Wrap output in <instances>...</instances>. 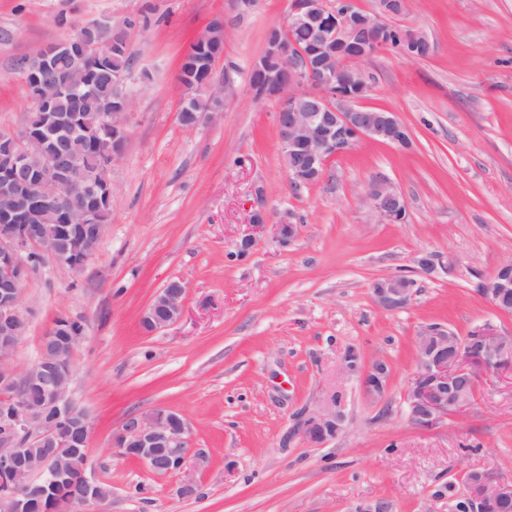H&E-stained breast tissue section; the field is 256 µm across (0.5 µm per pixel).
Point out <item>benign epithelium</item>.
I'll return each mask as SVG.
<instances>
[{"label": "benign epithelium", "instance_id": "obj_1", "mask_svg": "<svg viewBox=\"0 0 512 512\" xmlns=\"http://www.w3.org/2000/svg\"><path fill=\"white\" fill-rule=\"evenodd\" d=\"M380 8L366 11L354 0H344L337 8L329 0H289L288 26L310 30L312 40L304 51L286 40L280 28L267 33L265 46L252 64V74L264 95L278 104V137L293 184L303 186L323 177L327 162L351 152L362 139L405 146L407 127L394 112L380 111L363 104L368 88L364 65L383 48L391 46L387 17L402 11V0H381ZM216 21L199 33L184 60L194 57L199 48L209 46L217 29ZM95 37L87 40L69 37L40 52L36 70H26L24 88L36 109L51 107L60 96L80 99L94 94L89 72L118 49L130 50L125 30L110 21L89 25ZM75 57L81 67L53 81L40 77L56 57ZM224 55L217 49L208 61L204 78L211 96L221 98L223 89L214 81V63ZM277 57L282 67L272 70L266 58ZM114 86L113 101L104 105L98 121L81 125L71 117L42 121L30 116L19 129H3L0 141V388L13 393L7 410L0 412V476L15 483L9 494L0 498V512H30L34 502L56 482L60 472L74 477L81 485L82 497L89 503L103 502L99 482L87 475L89 437L80 448L59 437L52 421L39 407L26 399L25 390L34 379L45 389L46 401L66 418L78 417L86 432H91L89 415L74 405L70 397L74 373H56L58 359L49 350L59 324L45 337L38 361L23 372L12 365L13 353L25 333L27 316L22 311V285L28 266L49 261L70 270H81L94 258L104 236V216L111 213L112 181L109 167L124 153L128 139L126 116L129 97L125 74H109ZM82 134L95 142L99 155L96 166L87 170L83 182L86 203L71 210L62 200L65 179L79 166L78 157L69 148L70 137ZM31 208H48L52 224H30L19 200ZM367 203L379 221L399 223L406 214L401 192L389 179L379 177L368 187ZM90 231L85 244L69 250L64 240L73 233ZM416 272L433 278L439 270H451L452 261L437 253L424 252L415 260ZM417 281L400 274L384 275L373 284L376 306L385 312L409 306L416 295ZM478 292L503 313H512V274L507 265L481 282ZM185 284L171 280L143 312L140 324L147 334L156 333L177 322L183 314ZM475 342L460 341L438 326L424 328L416 341V369L405 393L406 415L419 429L435 428L448 421V415L471 405L467 390H477L490 377L512 379V336L492 324L476 327ZM357 374L365 394L373 401L383 398L390 369L382 360L360 361ZM343 407L335 394L327 395L320 406L301 417L293 435L309 445H321L335 437L344 426ZM42 444L52 441L54 448L38 462L25 455L20 442ZM189 424L178 413L155 408L129 418L112 435V447L118 456L132 460L151 473L183 475L179 494L192 498L197 493L195 475L208 464L202 451L191 452ZM466 512H505L512 507V481L483 471L465 476Z\"/></svg>", "mask_w": 512, "mask_h": 512}]
</instances>
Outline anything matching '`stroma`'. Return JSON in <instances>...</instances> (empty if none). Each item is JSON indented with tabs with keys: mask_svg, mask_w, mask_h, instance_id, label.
<instances>
[{
	"mask_svg": "<svg viewBox=\"0 0 512 512\" xmlns=\"http://www.w3.org/2000/svg\"><path fill=\"white\" fill-rule=\"evenodd\" d=\"M405 4L390 24L424 31L434 50L419 60L377 53L365 103L397 113L410 146L360 140L328 162L321 182L295 188L278 105L249 88L288 0L248 9L239 0H0V129L33 110L24 59L104 19L125 26L131 46L129 136L110 169L104 237L82 270H29L27 329L13 356L17 370L33 365L59 317L86 326L72 398L92 421L88 472L112 489L88 512H354L380 499L391 512H452L468 471L512 481V383L483 381L468 409L429 430L410 424L404 402L424 327L464 336L489 322L512 335V314L478 293L512 260V0ZM216 21L224 108L186 126L180 64ZM379 176L404 195L402 222H380L367 205ZM259 210L269 223L260 232ZM283 220L299 227L285 247L272 230ZM424 251L451 258L452 271L416 276ZM385 274L416 276L407 308L375 305L371 286ZM173 279L186 286L182 318L145 334L144 309ZM350 348L389 364L381 401L342 372ZM330 392L343 397V432L322 446L291 438L297 417ZM159 407L182 415L193 448L208 455L193 498L179 496L180 475L113 454L126 419Z\"/></svg>",
	"mask_w": 512,
	"mask_h": 512,
	"instance_id": "obj_1",
	"label": "stroma"
}]
</instances>
